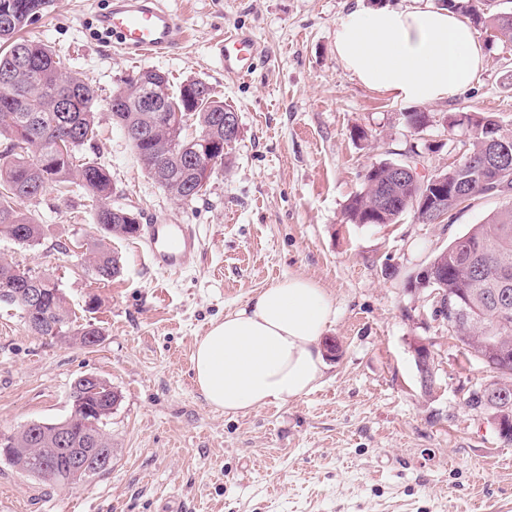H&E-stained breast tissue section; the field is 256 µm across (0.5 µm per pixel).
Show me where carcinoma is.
Here are the masks:
<instances>
[{"label": "carcinoma", "instance_id": "1", "mask_svg": "<svg viewBox=\"0 0 512 512\" xmlns=\"http://www.w3.org/2000/svg\"><path fill=\"white\" fill-rule=\"evenodd\" d=\"M49 3L0 0V138L7 141L0 152V237L28 247L39 245L43 225L22 204L49 189L63 194L77 187L92 202L96 218L97 237L84 253V261L97 280L110 281L120 271V260L108 241L136 235L139 222L131 211L112 206L111 173L83 153L85 146L94 148L98 136L95 90L81 77L63 71L48 45L20 36ZM446 7L476 25L492 24L501 38L512 41V21L501 24L497 15L480 11L474 0H449ZM122 93L126 103L112 113V120L133 133L129 142L149 177L177 201L191 203L203 196V181L224 164V155L209 151L184 129L173 126L168 115L188 113L199 133L220 145L224 143V102L215 99L211 87L201 80H186L175 88L154 70H142L128 79ZM173 143L175 150L170 149ZM202 161L212 163L211 174H205ZM387 167L388 163L380 162L366 171L361 189L346 205L348 221L363 223L366 209L377 201ZM458 175L466 179L470 199L499 184L512 191V168L486 185L485 175L470 168ZM422 195L420 186H404L394 198L399 206L389 209L380 223L393 224L405 212H417ZM431 268L443 281L435 316L461 337L467 354L482 357L512 398V206L453 239L410 277V286L425 287L423 277ZM26 280L49 289L43 306L31 315L24 307L26 289L20 287ZM4 289L13 293V308L34 336L52 340L75 336L83 345L86 337L100 335L91 323L73 328L71 309L58 284L0 257V291ZM71 391L83 404L101 408L95 416L97 440L88 441L89 428L80 420L70 424L64 441L49 426L21 425L0 432L17 448L12 467L30 455L46 472L44 481L67 486L100 474L99 456L114 451L106 426L119 395L103 380L85 384L78 379Z\"/></svg>", "mask_w": 512, "mask_h": 512}]
</instances>
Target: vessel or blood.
Returning <instances> with one entry per match:
<instances>
[{"label": "vessel or blood", "instance_id": "1", "mask_svg": "<svg viewBox=\"0 0 512 512\" xmlns=\"http://www.w3.org/2000/svg\"><path fill=\"white\" fill-rule=\"evenodd\" d=\"M126 58L139 59L166 52L179 39V24L162 0H112L99 17ZM225 73L239 76L256 70L263 49L253 33L239 29L226 34L218 47ZM148 254L154 266L178 270L199 249L200 238L190 224H151L146 229Z\"/></svg>", "mask_w": 512, "mask_h": 512}]
</instances>
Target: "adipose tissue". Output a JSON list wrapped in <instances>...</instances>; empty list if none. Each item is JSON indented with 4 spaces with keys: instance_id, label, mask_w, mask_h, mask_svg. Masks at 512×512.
<instances>
[{
    "instance_id": "obj_1",
    "label": "adipose tissue",
    "mask_w": 512,
    "mask_h": 512,
    "mask_svg": "<svg viewBox=\"0 0 512 512\" xmlns=\"http://www.w3.org/2000/svg\"><path fill=\"white\" fill-rule=\"evenodd\" d=\"M335 51L364 86L421 103L458 95L484 63L470 24L428 0L345 15L336 27ZM335 318L316 282L284 278L212 323L195 342V384L209 405L227 414L307 394L322 381V338Z\"/></svg>"
}]
</instances>
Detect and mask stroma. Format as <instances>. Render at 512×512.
I'll use <instances>...</instances> for the list:
<instances>
[{
	"instance_id": "stroma-1",
	"label": "stroma",
	"mask_w": 512,
	"mask_h": 512,
	"mask_svg": "<svg viewBox=\"0 0 512 512\" xmlns=\"http://www.w3.org/2000/svg\"><path fill=\"white\" fill-rule=\"evenodd\" d=\"M382 0H167L179 21L174 51L125 59L97 17L111 0H51L25 30L64 71L96 91L94 152L112 174L113 205L139 223L195 225L201 247L177 272L152 266L138 237L113 239L121 271L95 280L81 256L95 232L82 193L50 191L27 203L45 238H0V256L57 282L84 348L31 335L18 311L0 310V431L70 413L80 376L120 395L106 427L117 448L109 471L76 486L16 472L0 459V499L13 512H512V443L469 392L491 380L465 355L428 295L408 278L472 225L512 203L478 196L441 224L405 213L393 224H353L349 198L373 164L415 160L421 173L456 162V112L493 115L512 130V41L477 28L485 51L475 81L433 103L371 90L335 51L339 20ZM254 33L266 55L246 77L225 75L216 47ZM171 85L200 79L239 115L240 137L201 200L181 203L142 168L109 101L141 70ZM431 118L422 131L412 112ZM288 276L315 281L336 321L323 336L326 371L313 392L224 414L194 383L195 340L210 323ZM435 354L436 389L421 390L412 348Z\"/></svg>"
}]
</instances>
